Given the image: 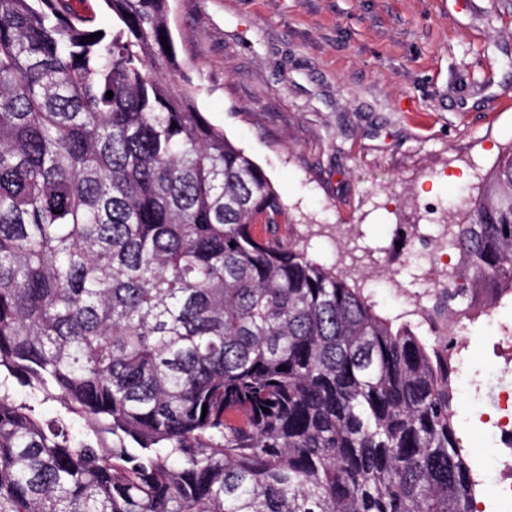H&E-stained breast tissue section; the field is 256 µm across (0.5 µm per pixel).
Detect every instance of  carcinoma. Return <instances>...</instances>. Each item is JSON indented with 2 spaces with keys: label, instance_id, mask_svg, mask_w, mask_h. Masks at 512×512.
<instances>
[{
  "label": "carcinoma",
  "instance_id": "carcinoma-1",
  "mask_svg": "<svg viewBox=\"0 0 512 512\" xmlns=\"http://www.w3.org/2000/svg\"><path fill=\"white\" fill-rule=\"evenodd\" d=\"M102 2L0 0V512H471L448 348L284 241L171 0ZM447 223L461 319L512 293V144ZM69 3L78 13L95 14L98 24L112 26V14L102 8V2L97 0H70Z\"/></svg>",
  "mask_w": 512,
  "mask_h": 512
}]
</instances>
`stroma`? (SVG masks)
I'll use <instances>...</instances> for the list:
<instances>
[{
    "mask_svg": "<svg viewBox=\"0 0 512 512\" xmlns=\"http://www.w3.org/2000/svg\"><path fill=\"white\" fill-rule=\"evenodd\" d=\"M203 115L278 191L288 241L427 345L469 344L499 382L474 310L448 330L443 245L457 191L512 143V0H172Z\"/></svg>",
    "mask_w": 512,
    "mask_h": 512,
    "instance_id": "1",
    "label": "stroma"
}]
</instances>
